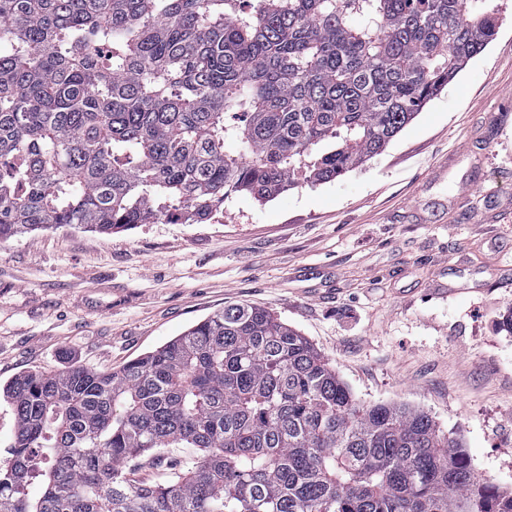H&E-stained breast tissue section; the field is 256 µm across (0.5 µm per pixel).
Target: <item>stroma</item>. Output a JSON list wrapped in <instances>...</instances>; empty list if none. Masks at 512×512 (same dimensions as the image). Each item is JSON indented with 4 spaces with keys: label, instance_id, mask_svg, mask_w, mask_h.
I'll return each mask as SVG.
<instances>
[{
    "label": "stroma",
    "instance_id": "1",
    "mask_svg": "<svg viewBox=\"0 0 512 512\" xmlns=\"http://www.w3.org/2000/svg\"><path fill=\"white\" fill-rule=\"evenodd\" d=\"M496 38L363 166L209 224L0 241V384L109 371L215 310L271 309L368 403L428 412L512 489V0Z\"/></svg>",
    "mask_w": 512,
    "mask_h": 512
}]
</instances>
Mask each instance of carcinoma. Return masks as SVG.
Here are the masks:
<instances>
[{"label":"carcinoma","instance_id":"obj_1","mask_svg":"<svg viewBox=\"0 0 512 512\" xmlns=\"http://www.w3.org/2000/svg\"><path fill=\"white\" fill-rule=\"evenodd\" d=\"M499 27L495 0H0V240L207 224L237 194L330 182ZM3 398L0 512H512L458 435L358 399L267 308ZM153 448L199 455L142 483L127 464Z\"/></svg>","mask_w":512,"mask_h":512}]
</instances>
